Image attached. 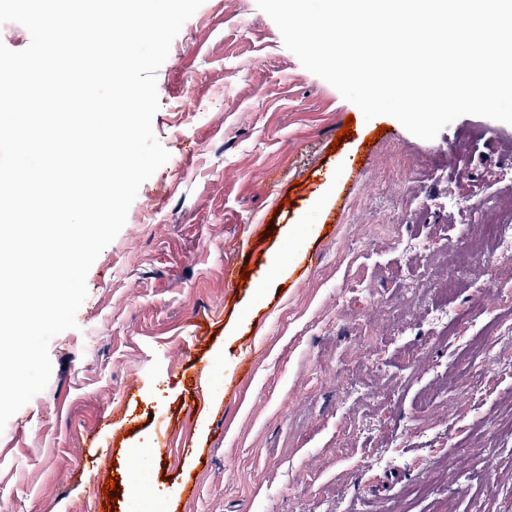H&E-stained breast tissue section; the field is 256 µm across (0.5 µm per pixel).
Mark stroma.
I'll list each match as a JSON object with an SVG mask.
<instances>
[{
    "label": "stroma",
    "mask_w": 512,
    "mask_h": 512,
    "mask_svg": "<svg viewBox=\"0 0 512 512\" xmlns=\"http://www.w3.org/2000/svg\"><path fill=\"white\" fill-rule=\"evenodd\" d=\"M156 81L170 158L90 268L77 328L51 340L46 388L0 431V512H131L138 471L156 512H512V342L473 319L512 326V297H492L512 268L486 254L457 295L409 291L441 284L437 257L478 229L422 200L512 196L493 178L512 125L464 115L426 141L380 115L397 138L350 168L359 145L336 129L351 102L256 0H204ZM408 238L429 255L406 256ZM228 264L248 287L227 286ZM445 307L460 315L446 331ZM481 336L498 368L441 391ZM185 439L199 456L178 455Z\"/></svg>",
    "instance_id": "stroma-1"
}]
</instances>
